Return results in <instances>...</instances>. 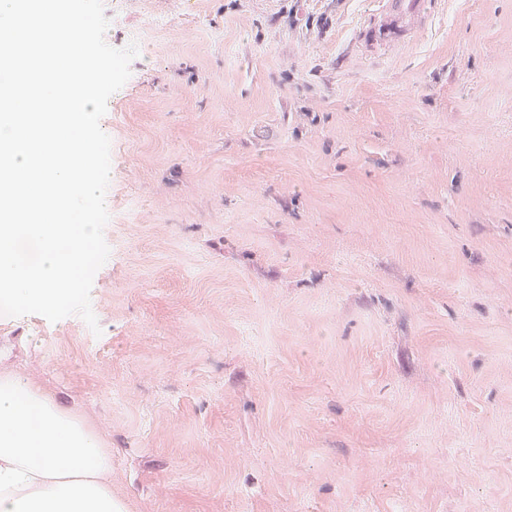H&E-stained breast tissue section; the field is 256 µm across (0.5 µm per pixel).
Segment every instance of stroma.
I'll list each match as a JSON object with an SVG mask.
<instances>
[{
	"label": "stroma",
	"instance_id": "35a3bbf8",
	"mask_svg": "<svg viewBox=\"0 0 512 512\" xmlns=\"http://www.w3.org/2000/svg\"><path fill=\"white\" fill-rule=\"evenodd\" d=\"M93 334L0 317L128 512H512V0H104ZM429 0H382L379 13L370 16L361 33L367 47L395 48L424 34Z\"/></svg>",
	"mask_w": 512,
	"mask_h": 512
}]
</instances>
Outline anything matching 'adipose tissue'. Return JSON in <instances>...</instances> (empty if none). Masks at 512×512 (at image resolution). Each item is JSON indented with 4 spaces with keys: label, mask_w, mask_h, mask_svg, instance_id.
<instances>
[{
    "label": "adipose tissue",
    "mask_w": 512,
    "mask_h": 512,
    "mask_svg": "<svg viewBox=\"0 0 512 512\" xmlns=\"http://www.w3.org/2000/svg\"><path fill=\"white\" fill-rule=\"evenodd\" d=\"M112 450L28 377L0 371V512H125Z\"/></svg>",
    "instance_id": "ef3b65f1"
}]
</instances>
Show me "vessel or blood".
<instances>
[{
  "instance_id": "b4317fda",
  "label": "vessel or blood",
  "mask_w": 512,
  "mask_h": 512,
  "mask_svg": "<svg viewBox=\"0 0 512 512\" xmlns=\"http://www.w3.org/2000/svg\"><path fill=\"white\" fill-rule=\"evenodd\" d=\"M428 4L429 0H382L380 12L368 19L362 40L375 50L420 38L429 15Z\"/></svg>"
}]
</instances>
